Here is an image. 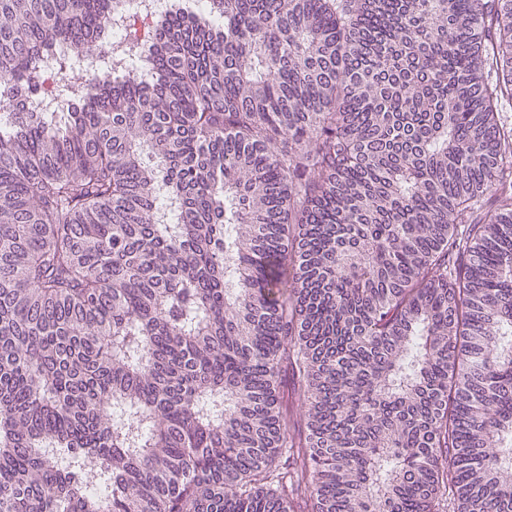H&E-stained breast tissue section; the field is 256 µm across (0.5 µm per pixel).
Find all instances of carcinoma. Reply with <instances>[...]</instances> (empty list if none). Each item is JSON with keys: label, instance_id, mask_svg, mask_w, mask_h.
Segmentation results:
<instances>
[{"label": "carcinoma", "instance_id": "carcinoma-1", "mask_svg": "<svg viewBox=\"0 0 512 512\" xmlns=\"http://www.w3.org/2000/svg\"><path fill=\"white\" fill-rule=\"evenodd\" d=\"M121 3L0 0V512H512V0ZM171 0H125L124 14L131 16H147L149 19L162 15L169 7Z\"/></svg>", "mask_w": 512, "mask_h": 512}]
</instances>
